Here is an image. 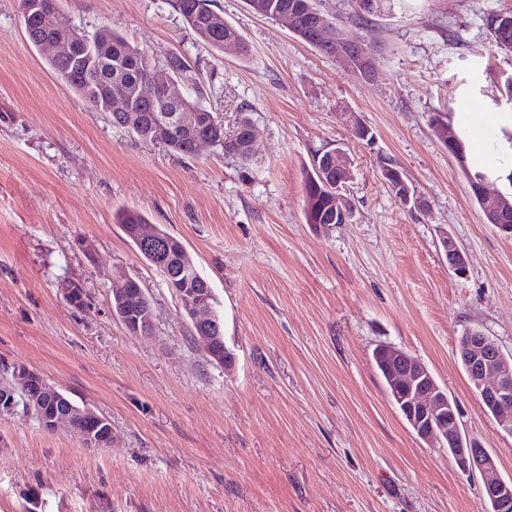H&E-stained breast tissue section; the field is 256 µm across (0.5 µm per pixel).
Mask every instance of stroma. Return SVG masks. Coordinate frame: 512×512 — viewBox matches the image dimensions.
<instances>
[{
  "label": "stroma",
  "mask_w": 512,
  "mask_h": 512,
  "mask_svg": "<svg viewBox=\"0 0 512 512\" xmlns=\"http://www.w3.org/2000/svg\"><path fill=\"white\" fill-rule=\"evenodd\" d=\"M59 6L88 33L183 56V93L228 131L247 113L255 139L247 161L208 145L187 158L112 126L28 42L20 0H0V363L39 372L112 424L111 445L89 448L76 430L0 416V512H480L478 477L416 438L373 351L422 361L463 435L512 477V436L456 354L475 328L512 356V238L486 223L433 124L512 113V53L486 27L512 0H384L359 23L352 0H320L376 55L373 80L246 0H212L246 58L199 40L169 0ZM352 117L372 142L352 136ZM331 148L352 161V214L309 224L305 175ZM387 161L421 206L395 196ZM122 209L183 241L224 314L232 366L194 340L179 298L117 224ZM443 230L466 253L465 276L448 267ZM121 275L151 299L152 335L113 316ZM66 277L83 283L86 308L63 299Z\"/></svg>",
  "instance_id": "obj_1"
}]
</instances>
